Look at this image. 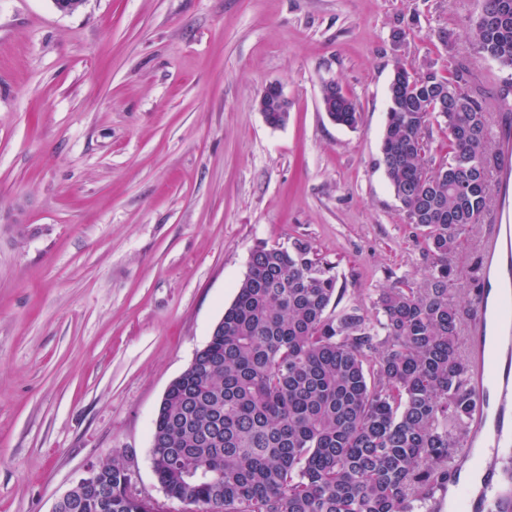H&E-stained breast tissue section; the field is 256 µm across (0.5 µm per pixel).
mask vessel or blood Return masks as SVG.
<instances>
[{"label":"vessel or blood","mask_w":512,"mask_h":512,"mask_svg":"<svg viewBox=\"0 0 512 512\" xmlns=\"http://www.w3.org/2000/svg\"><path fill=\"white\" fill-rule=\"evenodd\" d=\"M498 186L512 199V131L501 130ZM488 275L477 297L468 358L474 391L472 440L485 453L512 443V208L502 207L482 251ZM496 474L484 469L461 472L457 484L462 512H484Z\"/></svg>","instance_id":"1"}]
</instances>
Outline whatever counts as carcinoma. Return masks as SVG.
<instances>
[{
    "mask_svg": "<svg viewBox=\"0 0 512 512\" xmlns=\"http://www.w3.org/2000/svg\"><path fill=\"white\" fill-rule=\"evenodd\" d=\"M470 42L512 70V0H479ZM456 64L396 61L383 166L429 267L416 288L383 289L375 316L347 297L334 266L296 241L257 245L221 323L160 404L154 473L199 512H418L448 491L471 414L451 256L491 201L487 102ZM331 120L355 127V102L322 91ZM448 149L430 156L432 127ZM486 512H512V448L495 461ZM110 512H152L126 466L101 463Z\"/></svg>",
    "mask_w": 512,
    "mask_h": 512,
    "instance_id": "obj_1",
    "label": "carcinoma"
}]
</instances>
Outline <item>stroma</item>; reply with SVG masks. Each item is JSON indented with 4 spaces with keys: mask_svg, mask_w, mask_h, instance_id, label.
Masks as SVG:
<instances>
[{
    "mask_svg": "<svg viewBox=\"0 0 512 512\" xmlns=\"http://www.w3.org/2000/svg\"><path fill=\"white\" fill-rule=\"evenodd\" d=\"M477 0H0V512H51L108 459L162 498L151 430L255 245L307 242L365 308L429 262L379 164L396 58L507 71ZM407 33L392 40L394 29ZM336 82L360 112L331 122ZM279 85L288 121L258 110ZM494 212L452 262L469 269Z\"/></svg>",
    "mask_w": 512,
    "mask_h": 512,
    "instance_id": "35a3bbf8",
    "label": "stroma"
}]
</instances>
